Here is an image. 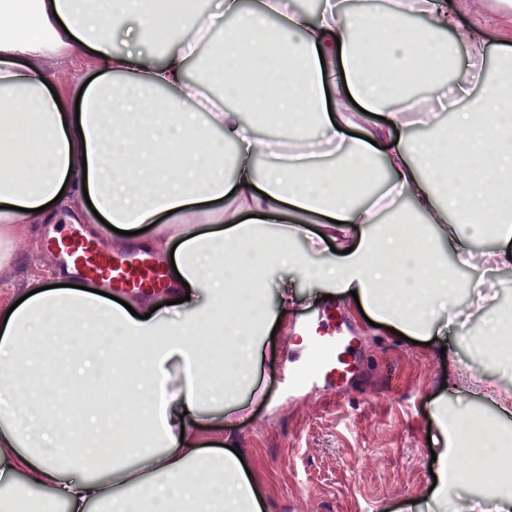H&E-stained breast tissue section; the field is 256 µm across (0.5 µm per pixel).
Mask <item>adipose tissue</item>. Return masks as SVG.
<instances>
[{
    "instance_id": "obj_1",
    "label": "adipose tissue",
    "mask_w": 512,
    "mask_h": 512,
    "mask_svg": "<svg viewBox=\"0 0 512 512\" xmlns=\"http://www.w3.org/2000/svg\"><path fill=\"white\" fill-rule=\"evenodd\" d=\"M418 8L431 24L415 30L403 13L358 14L344 0H324L313 16L276 0L257 9L223 0L206 17L191 0H168L162 13L153 0H0V157L13 159L0 170V264L65 207L86 215L90 238L107 223L148 228L133 245L173 256L169 297L187 308L141 319L78 288L0 307V512L20 495L33 512H264L224 431L256 389L262 336L287 322V311L268 312L269 268L299 270L340 300L358 297L377 323L445 346L438 324L456 291L447 257L467 268L500 261L472 244L487 224L512 241V37L501 39L505 70L491 81L456 56V44L475 56L487 44L458 26L445 0ZM119 16L133 21L122 50L112 43ZM367 25L384 35L385 65L360 41ZM184 28L163 56L139 47L154 31ZM217 31L225 68L248 57L256 80L250 90L225 83L209 102L195 94L189 61ZM79 44L94 61L75 75L84 91L58 94L45 61L69 59ZM414 67L428 91L419 100L392 80ZM448 71L447 130L415 135L433 126ZM353 171L384 176L385 196L409 198L410 208L380 221L379 197L349 192ZM199 205L202 224L191 220ZM417 217L426 236L415 243L403 223ZM482 326L489 357L512 369L503 348L512 315H487ZM51 350L58 362L47 376ZM103 378L122 401L77 412L72 393ZM131 434L138 447H127ZM442 438L428 493L438 503L453 489L454 453L512 455V439L492 426L472 442L464 418Z\"/></svg>"
}]
</instances>
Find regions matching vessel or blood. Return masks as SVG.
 I'll list each match as a JSON object with an SVG mask.
<instances>
[{"instance_id":"obj_1","label":"vessel or blood","mask_w":512,"mask_h":512,"mask_svg":"<svg viewBox=\"0 0 512 512\" xmlns=\"http://www.w3.org/2000/svg\"><path fill=\"white\" fill-rule=\"evenodd\" d=\"M71 259L80 278L102 282L117 292L140 293L167 288L162 266L148 256L127 257L85 239L78 228L56 243Z\"/></svg>"}]
</instances>
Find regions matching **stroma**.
<instances>
[{
  "label": "stroma",
  "instance_id": "1",
  "mask_svg": "<svg viewBox=\"0 0 512 512\" xmlns=\"http://www.w3.org/2000/svg\"><path fill=\"white\" fill-rule=\"evenodd\" d=\"M461 26L478 29L496 44L503 16L512 0H450ZM69 220L41 224L20 244L16 260L0 266V301L12 300L35 278L66 267L62 253H48L45 243L68 234ZM461 287L456 304L477 313L467 286L478 280L483 297H498L512 308V265H488L479 271L457 270ZM297 283L302 300L291 326L309 343L293 347L286 333L263 336L257 370L258 390L230 431L246 464L267 493L269 512H402L407 501L424 500L433 477L429 472L437 436L434 411L440 401L494 417L493 406L477 399L485 375L496 372L487 357L462 345L456 358L437 356L435 345L415 344L370 325L346 303L320 296L318 285L292 269L265 274L267 302L277 306V288ZM341 356L348 372L336 379L314 372L315 346ZM497 373V372H496ZM458 389L441 394L442 378Z\"/></svg>",
  "mask_w": 512,
  "mask_h": 512
}]
</instances>
